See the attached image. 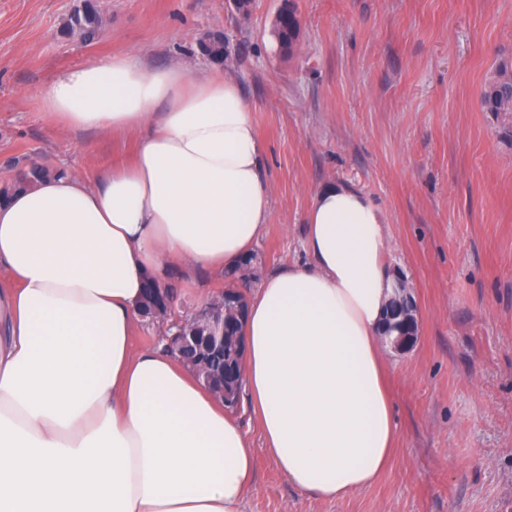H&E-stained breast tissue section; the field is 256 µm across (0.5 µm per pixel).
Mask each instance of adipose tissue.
Instances as JSON below:
<instances>
[{"mask_svg":"<svg viewBox=\"0 0 512 512\" xmlns=\"http://www.w3.org/2000/svg\"><path fill=\"white\" fill-rule=\"evenodd\" d=\"M62 128L138 135L97 184L67 174L0 201V512H242L247 432L173 354L135 351L147 279L231 269L271 215L239 84L129 54L45 85ZM305 262L248 295L243 381L267 452L302 493L373 484L398 440L383 311L396 286L381 210L319 188Z\"/></svg>","mask_w":512,"mask_h":512,"instance_id":"1","label":"adipose tissue"}]
</instances>
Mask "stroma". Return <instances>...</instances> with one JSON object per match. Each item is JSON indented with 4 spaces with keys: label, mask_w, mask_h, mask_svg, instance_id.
<instances>
[{
    "label": "stroma",
    "mask_w": 512,
    "mask_h": 512,
    "mask_svg": "<svg viewBox=\"0 0 512 512\" xmlns=\"http://www.w3.org/2000/svg\"><path fill=\"white\" fill-rule=\"evenodd\" d=\"M77 0H0V184L14 159L93 182L129 162L137 136L57 128L39 91L70 67L133 54L197 76L205 33H223L265 149L264 273L303 261L312 194L349 184L380 208L389 262L418 311V340L391 352L399 436L373 485L342 501L297 492L266 452L248 402L235 411L256 456L243 512H512V117L481 91L512 60V0H98L100 36L63 34ZM301 20L292 52L270 31Z\"/></svg>",
    "instance_id": "stroma-1"
}]
</instances>
